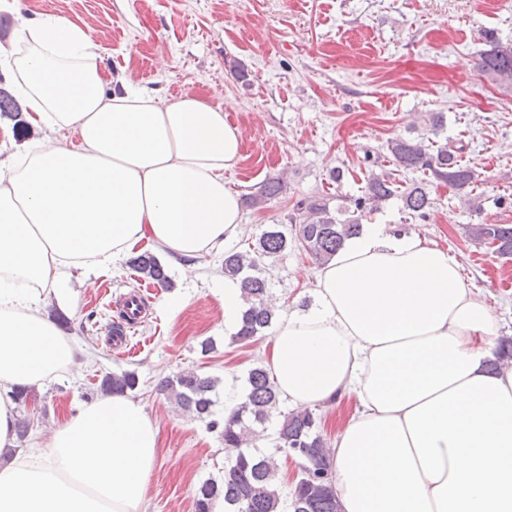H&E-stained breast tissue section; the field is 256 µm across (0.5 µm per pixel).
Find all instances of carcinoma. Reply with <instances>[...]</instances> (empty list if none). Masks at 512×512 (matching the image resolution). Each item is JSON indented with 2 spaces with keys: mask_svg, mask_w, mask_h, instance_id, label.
I'll return each mask as SVG.
<instances>
[{
  "mask_svg": "<svg viewBox=\"0 0 512 512\" xmlns=\"http://www.w3.org/2000/svg\"><path fill=\"white\" fill-rule=\"evenodd\" d=\"M488 49L480 54L478 65L492 80L512 85V43H504L494 33L486 34ZM14 118L20 114L18 100L0 88V114ZM388 150L396 172L370 173L361 196L343 208L331 209L329 200L311 197L297 204L288 218L294 233L288 234L274 225L264 230L246 250L234 248L224 252V277L239 283L243 308L239 328L233 340L252 343L265 335L276 318V306L269 292L264 259L283 255L300 247L318 265L328 262L342 248L345 241L360 234L362 220L376 211L380 204L398 198L404 211L412 219L425 220L434 201L429 184L443 183L456 191L462 204L476 208L473 196L475 174L461 164L448 144L434 140L396 138ZM420 172L422 178L409 182L396 177L398 172ZM283 189V178L271 177L246 199L252 208L262 205ZM472 240L478 244L496 245V253L512 255L511 224H474L470 228ZM139 277L162 288L174 287L159 259L145 251L130 260ZM512 363V338L503 340L494 370ZM139 384L134 371L107 373L100 390L104 393H126ZM218 379L186 371L165 377L156 385L175 410L204 421L210 430L218 433L226 454L224 477L217 482L208 479L194 494L195 512H212L215 499H224V512H340L335 487L332 484L331 454L321 431L320 406L301 407L282 415L273 434H267L266 422L280 404L279 394L270 374L263 366L251 368L245 388L227 416L213 418ZM271 439L273 451L263 452L259 443ZM294 454L305 460L290 492L283 493L276 481V455Z\"/></svg>",
  "mask_w": 512,
  "mask_h": 512,
  "instance_id": "cac0c4a2",
  "label": "carcinoma"
}]
</instances>
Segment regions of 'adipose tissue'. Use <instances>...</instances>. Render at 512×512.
I'll list each match as a JSON object with an SVG mask.
<instances>
[{
	"mask_svg": "<svg viewBox=\"0 0 512 512\" xmlns=\"http://www.w3.org/2000/svg\"><path fill=\"white\" fill-rule=\"evenodd\" d=\"M8 75L42 140L0 157V512H144L158 431L123 394L20 447L15 393L73 367L44 313L67 268L104 267L151 237L171 257L234 239L224 173L242 133L222 105L123 80L105 92L96 46L59 16L22 20ZM75 133L77 143L66 139ZM494 314L447 250L370 224L282 316L271 376L311 406L353 394L332 448L342 512H512V368L489 372Z\"/></svg>",
	"mask_w": 512,
	"mask_h": 512,
	"instance_id": "obj_1",
	"label": "adipose tissue"
}]
</instances>
